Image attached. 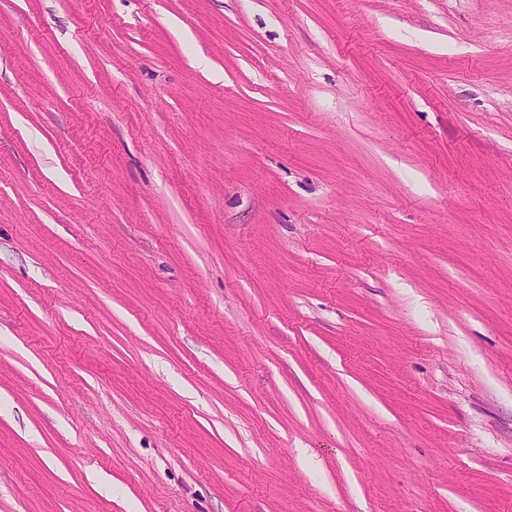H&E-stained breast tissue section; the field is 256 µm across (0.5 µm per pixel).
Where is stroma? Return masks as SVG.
Wrapping results in <instances>:
<instances>
[{
    "mask_svg": "<svg viewBox=\"0 0 512 512\" xmlns=\"http://www.w3.org/2000/svg\"><path fill=\"white\" fill-rule=\"evenodd\" d=\"M0 512H512V0H0Z\"/></svg>",
    "mask_w": 512,
    "mask_h": 512,
    "instance_id": "35a3bbf8",
    "label": "stroma"
}]
</instances>
